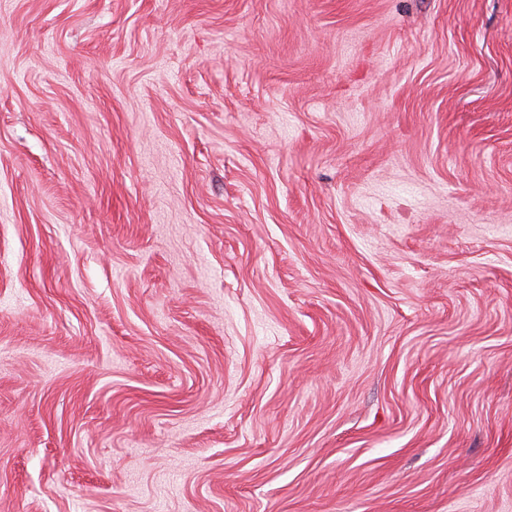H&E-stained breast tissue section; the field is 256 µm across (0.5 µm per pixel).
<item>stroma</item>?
<instances>
[{
	"instance_id": "1",
	"label": "stroma",
	"mask_w": 512,
	"mask_h": 512,
	"mask_svg": "<svg viewBox=\"0 0 512 512\" xmlns=\"http://www.w3.org/2000/svg\"><path fill=\"white\" fill-rule=\"evenodd\" d=\"M0 512H512V0H0Z\"/></svg>"
}]
</instances>
